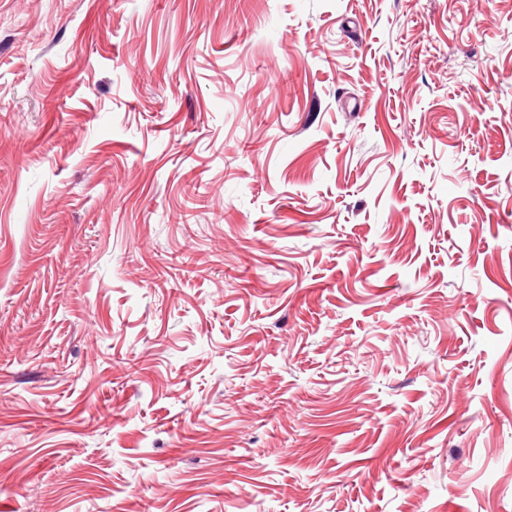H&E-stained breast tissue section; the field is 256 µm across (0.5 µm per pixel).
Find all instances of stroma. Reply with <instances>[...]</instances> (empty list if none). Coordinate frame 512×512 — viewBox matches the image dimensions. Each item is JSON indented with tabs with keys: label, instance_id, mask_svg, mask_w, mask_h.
Here are the masks:
<instances>
[{
	"label": "stroma",
	"instance_id": "obj_1",
	"mask_svg": "<svg viewBox=\"0 0 512 512\" xmlns=\"http://www.w3.org/2000/svg\"><path fill=\"white\" fill-rule=\"evenodd\" d=\"M0 512H512V0H0Z\"/></svg>",
	"mask_w": 512,
	"mask_h": 512
}]
</instances>
